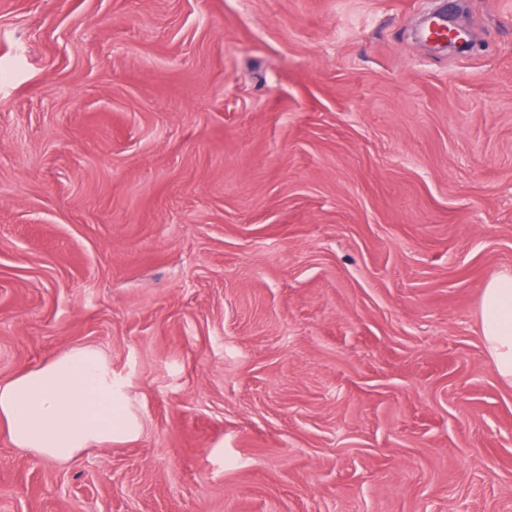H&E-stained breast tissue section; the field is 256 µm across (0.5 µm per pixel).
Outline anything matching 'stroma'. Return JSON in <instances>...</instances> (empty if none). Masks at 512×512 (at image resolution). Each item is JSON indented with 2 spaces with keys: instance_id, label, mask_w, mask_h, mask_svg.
<instances>
[{
  "instance_id": "35a3bbf8",
  "label": "stroma",
  "mask_w": 512,
  "mask_h": 512,
  "mask_svg": "<svg viewBox=\"0 0 512 512\" xmlns=\"http://www.w3.org/2000/svg\"><path fill=\"white\" fill-rule=\"evenodd\" d=\"M0 0V380L74 346L131 439L0 430V512H512V0ZM448 19V23H447ZM447 19L444 16L431 18L425 31L424 37L441 38L447 34V25L449 30L455 36L454 47L458 50L467 51L472 47L471 41L467 37L466 30L459 23L456 13H449ZM481 337L498 378L512 386V272L489 280L480 303Z\"/></svg>"
}]
</instances>
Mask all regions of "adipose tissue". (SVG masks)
I'll return each instance as SVG.
<instances>
[{
	"instance_id": "ef3b65f1",
	"label": "adipose tissue",
	"mask_w": 512,
	"mask_h": 512,
	"mask_svg": "<svg viewBox=\"0 0 512 512\" xmlns=\"http://www.w3.org/2000/svg\"><path fill=\"white\" fill-rule=\"evenodd\" d=\"M481 337L498 378L512 386V272L489 280L480 303ZM0 429L34 455L66 461L135 431L120 406L112 368L91 345L0 380Z\"/></svg>"
}]
</instances>
